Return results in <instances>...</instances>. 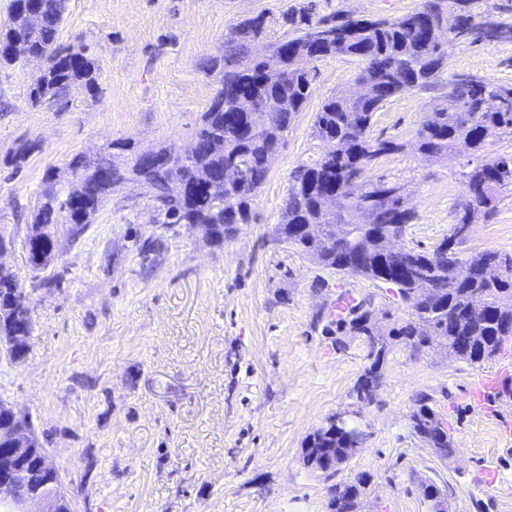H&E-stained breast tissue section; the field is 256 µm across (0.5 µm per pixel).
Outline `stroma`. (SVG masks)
I'll use <instances>...</instances> for the list:
<instances>
[{"instance_id": "obj_1", "label": "stroma", "mask_w": 512, "mask_h": 512, "mask_svg": "<svg viewBox=\"0 0 512 512\" xmlns=\"http://www.w3.org/2000/svg\"><path fill=\"white\" fill-rule=\"evenodd\" d=\"M302 0H69L59 39L87 46L99 93L73 91L66 109L31 105L37 63L0 68V231L4 267L34 309L23 359L0 350V401L25 415L60 473L75 512H331V483L364 477L361 512H431L435 484L448 512H512V444L473 412L468 389L493 367L512 366V340L470 365L438 344L396 335L412 317L394 288L324 268L274 238L291 171L316 158L315 114L356 91L359 67L316 63L314 93L288 130L254 201L256 220L215 245L156 223L150 190L113 194L79 234L58 225L56 261L33 269L28 218L79 154L115 140L137 150L187 144L217 91L201 60L221 52L238 21L279 16ZM320 14L400 16L422 0H315ZM468 74L512 85V41H455L444 78ZM434 92L410 90L376 112L372 134L401 143L367 179L405 184L415 218L404 244L433 250L467 199L464 172L512 156V136L483 156L461 148L429 161L415 149ZM463 254H512V185L480 212ZM366 313L386 346L371 401L357 397L370 361L340 305ZM442 419L453 448L440 456L417 437L419 402ZM366 440L334 479L307 468L303 450L328 418ZM505 475L495 493L485 461Z\"/></svg>"}]
</instances>
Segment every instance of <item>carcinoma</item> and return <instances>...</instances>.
I'll return each instance as SVG.
<instances>
[{"label":"carcinoma","instance_id":"1","mask_svg":"<svg viewBox=\"0 0 512 512\" xmlns=\"http://www.w3.org/2000/svg\"><path fill=\"white\" fill-rule=\"evenodd\" d=\"M455 0H422L420 6L384 24L374 19L347 18L353 31L345 42L314 49L307 42L309 30L334 23L344 16H322L314 0L290 6L281 14L288 27L275 42L267 40L272 20L263 14L247 18L230 29L224 50L200 63L216 76L217 89L190 143L153 150L155 162L129 141L110 143L95 158L81 155L69 163L82 172L93 191L74 194L71 184L58 188V174L50 171L52 184L30 215L27 243L41 240L55 248L59 218L76 234L92 223L105 200L125 185L146 182L154 189L153 208L161 224H196L210 242L220 245L233 238L244 224L255 220L254 200L266 183L270 161L283 145L296 114L313 92L312 64L328 56L348 57L360 65L358 80L368 87L360 100L339 95L323 100L314 120V136L329 148L289 176L287 198L275 228L278 241L296 248L321 266L337 273L364 276L388 283L413 310L414 318L396 330L417 344L447 341L459 358L472 365L493 358L501 349V337L512 336V254L492 252L493 264L484 253L467 257L454 253L474 272L454 279L448 262L436 251L414 248L409 253L389 252L385 233L371 219L366 198L352 195L349 180H363L365 170L379 157L402 149L392 141L371 136L373 116L392 97L412 89H426L440 76L445 52L432 30L452 28ZM24 0H13L6 21L0 24V67L22 58L20 46L30 55H42L48 65L32 78L29 100L66 104L71 90L96 97L95 62L87 48L59 42V29L68 0H39L38 24L22 17ZM274 63L288 73L270 83L266 68ZM512 134V85L482 80L471 85L448 81V91L425 113L416 150L439 159L464 142L482 152L490 138ZM468 201L463 215L488 208L497 189L512 184V157L488 160L464 174ZM178 178L186 190H170ZM328 192L345 200V217L323 208ZM16 281L0 282V336L12 335L16 319L11 309ZM411 427L429 447L446 456L450 441L436 413L422 404L410 416ZM308 448H331L336 466L348 456L333 420L310 435ZM363 477L331 489L332 512H354Z\"/></svg>","mask_w":512,"mask_h":512}]
</instances>
